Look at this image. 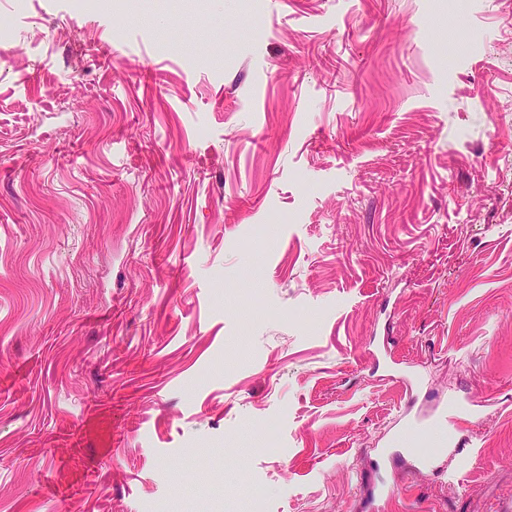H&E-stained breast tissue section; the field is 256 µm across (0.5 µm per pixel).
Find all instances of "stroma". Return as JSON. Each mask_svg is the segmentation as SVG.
Segmentation results:
<instances>
[{
	"label": "stroma",
	"instance_id": "35a3bbf8",
	"mask_svg": "<svg viewBox=\"0 0 512 512\" xmlns=\"http://www.w3.org/2000/svg\"><path fill=\"white\" fill-rule=\"evenodd\" d=\"M11 2L0 512H512V0ZM474 413L470 405H462L456 400L448 401L441 412L434 418L413 420L407 429L403 451L410 454L416 462L424 469L436 471L438 464L447 456L458 457L456 468L448 471V478L453 481H460L464 471L469 466V458L461 455L455 441V426L461 419H467ZM448 427L446 438L434 442L431 438L435 429ZM448 447V448H447Z\"/></svg>",
	"mask_w": 512,
	"mask_h": 512
}]
</instances>
